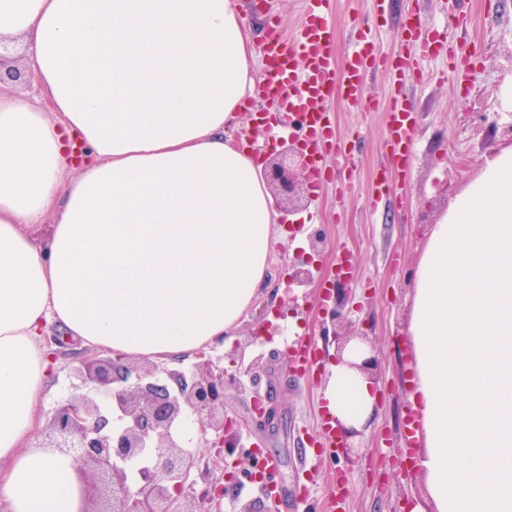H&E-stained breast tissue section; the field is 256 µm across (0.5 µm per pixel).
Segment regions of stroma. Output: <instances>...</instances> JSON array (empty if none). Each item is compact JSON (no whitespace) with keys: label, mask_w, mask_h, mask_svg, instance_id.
Wrapping results in <instances>:
<instances>
[{"label":"stroma","mask_w":512,"mask_h":512,"mask_svg":"<svg viewBox=\"0 0 512 512\" xmlns=\"http://www.w3.org/2000/svg\"><path fill=\"white\" fill-rule=\"evenodd\" d=\"M247 23L275 19L284 34L297 31L302 0H239ZM330 16L335 44L346 52L354 22L374 25L380 47H400L401 15L407 0H392L386 17L374 13L373 0H335ZM464 10L471 16L470 35L480 50L478 73L467 89L452 81L408 82L406 92L416 111L412 174L404 191L380 207L369 196L384 153L385 115L368 112L335 99L327 102L337 137L326 164L343 163L348 182L329 184L319 193L317 219L326 235L323 252L309 269L314 283L298 291L295 303L277 306L260 295L243 316L234 336L210 346L209 353L225 376L231 377L224 411L239 438L237 454L245 464L265 468V483L237 471L223 503L230 512H296V497L308 496L307 512H405L409 498L424 495L423 484L407 466L406 422L411 417V374L405 328L410 313L411 272L418 250L454 193L462 189L500 148L512 145L505 128L512 106L502 93L512 87V0H425L422 20L431 24ZM307 210L282 213L275 229L284 244L271 253L266 271L269 287L288 285L298 255L307 251L306 238L293 239L288 227L306 221ZM349 264L353 329L364 331L379 368L374 382L379 393L377 414L367 431L356 437L359 456L346 460L331 454L313 456L305 441L318 438L325 417L319 401L325 381L318 368L305 376L288 363L284 339L300 333L315 353L335 355L336 342L321 336L325 318L322 297L336 281L340 261ZM267 363L269 386L280 418L274 431L252 422L254 397L243 370L250 358Z\"/></svg>","instance_id":"stroma-1"}]
</instances>
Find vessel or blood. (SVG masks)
I'll list each match as a JSON object with an SVG mask.
<instances>
[{"mask_svg": "<svg viewBox=\"0 0 512 512\" xmlns=\"http://www.w3.org/2000/svg\"><path fill=\"white\" fill-rule=\"evenodd\" d=\"M334 0H305L304 19L300 30L289 40L272 32L260 51L263 71V93L270 98H284L288 109L309 117L312 140V161L309 176L316 188L326 184L327 167L324 155L335 133L323 102L339 97L357 105L367 74L385 69L391 76L385 161L379 167L373 194L374 201L391 196L395 185L391 171L407 174L412 154L413 111L402 90L403 76L418 82L432 78L430 63L444 62L456 84H470L477 73L473 64L474 46L449 38L444 27L425 26L420 7H413L404 16L401 29L402 50L381 51L373 35L356 30L353 47L345 58L334 51V35L328 15Z\"/></svg>", "mask_w": 512, "mask_h": 512, "instance_id": "vessel-or-blood-1", "label": "vessel or blood"}]
</instances>
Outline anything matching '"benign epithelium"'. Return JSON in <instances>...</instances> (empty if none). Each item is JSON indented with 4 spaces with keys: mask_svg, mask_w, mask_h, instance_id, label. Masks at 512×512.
Here are the masks:
<instances>
[{
    "mask_svg": "<svg viewBox=\"0 0 512 512\" xmlns=\"http://www.w3.org/2000/svg\"><path fill=\"white\" fill-rule=\"evenodd\" d=\"M0 82L24 83V72L4 68ZM307 162L299 144L274 153L264 170L270 187L299 207L300 170ZM78 393L61 401L32 448H50L72 458L81 487L79 512H212L226 488L214 472L238 466V442L225 435L224 370L200 351L190 374L158 364L138 366L123 354L89 353L72 367ZM196 414L201 442L215 449L206 463L184 448L180 431L187 411ZM121 426L112 428V415ZM271 398L254 408L259 429L271 426Z\"/></svg>",
    "mask_w": 512,
    "mask_h": 512,
    "instance_id": "obj_1",
    "label": "benign epithelium"
}]
</instances>
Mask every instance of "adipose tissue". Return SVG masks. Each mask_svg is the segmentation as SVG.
<instances>
[{
	"mask_svg": "<svg viewBox=\"0 0 512 512\" xmlns=\"http://www.w3.org/2000/svg\"><path fill=\"white\" fill-rule=\"evenodd\" d=\"M1 40L48 107L0 96V512H77L71 459L26 445L50 325L168 361L230 335L265 282L278 209L224 138L255 82L252 32L237 0H0ZM407 336L412 512H512V146L430 226ZM327 372V418L366 425L373 380Z\"/></svg>",
	"mask_w": 512,
	"mask_h": 512,
	"instance_id": "obj_1",
	"label": "adipose tissue"
}]
</instances>
